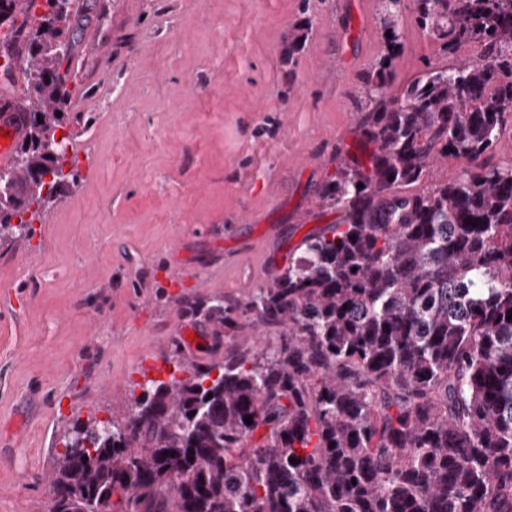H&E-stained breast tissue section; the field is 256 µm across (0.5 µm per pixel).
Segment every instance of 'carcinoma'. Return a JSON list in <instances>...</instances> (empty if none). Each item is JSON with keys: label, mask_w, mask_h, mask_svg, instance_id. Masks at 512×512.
Listing matches in <instances>:
<instances>
[{"label": "carcinoma", "mask_w": 512, "mask_h": 512, "mask_svg": "<svg viewBox=\"0 0 512 512\" xmlns=\"http://www.w3.org/2000/svg\"><path fill=\"white\" fill-rule=\"evenodd\" d=\"M20 30L29 73L25 143L0 193V245L67 179L51 152L66 124L61 61L76 43L72 0ZM385 53L357 117L367 161L343 158L319 189L343 224L303 239L244 301L187 303L224 360L172 351L169 378L140 385L123 417L63 435L49 512H512V166L491 163L512 125V0H415L444 56L399 98L385 88L405 33L383 0ZM21 0H0V25ZM464 159L453 180L437 162ZM258 324L269 340H234ZM253 423H245V417ZM262 431L260 443L253 442ZM296 462H290V459Z\"/></svg>", "instance_id": "carcinoma-1"}]
</instances>
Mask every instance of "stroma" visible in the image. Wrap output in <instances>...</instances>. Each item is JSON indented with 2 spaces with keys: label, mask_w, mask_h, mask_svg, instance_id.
Masks as SVG:
<instances>
[{
  "label": "stroma",
  "mask_w": 512,
  "mask_h": 512,
  "mask_svg": "<svg viewBox=\"0 0 512 512\" xmlns=\"http://www.w3.org/2000/svg\"><path fill=\"white\" fill-rule=\"evenodd\" d=\"M62 71L75 180L0 248V512H48L60 434L167 376L185 301L242 300L342 223L320 186L356 152L381 0H75ZM399 14L396 98L439 45ZM309 24L292 65L288 42Z\"/></svg>",
  "instance_id": "stroma-1"
}]
</instances>
